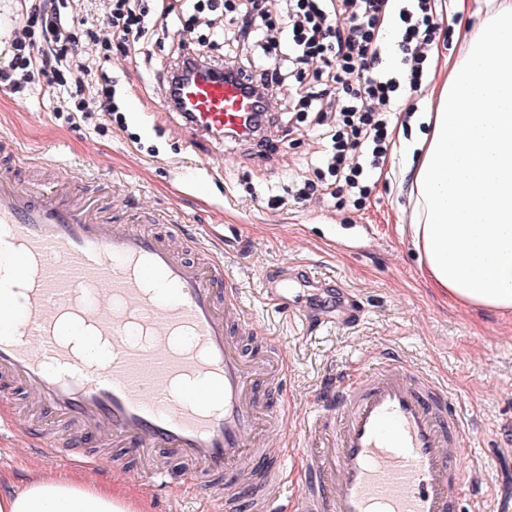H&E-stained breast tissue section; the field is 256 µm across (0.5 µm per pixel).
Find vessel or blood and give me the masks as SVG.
I'll list each match as a JSON object with an SVG mask.
<instances>
[{
  "label": "vessel or blood",
  "instance_id": "b4317fda",
  "mask_svg": "<svg viewBox=\"0 0 512 512\" xmlns=\"http://www.w3.org/2000/svg\"><path fill=\"white\" fill-rule=\"evenodd\" d=\"M245 78L200 68L181 91L191 133L223 143L256 133ZM26 161L0 148V394L22 390L46 414L78 421L129 448L192 463L212 512L238 501L206 487L255 454L253 434L287 430L266 379L270 354L243 353L225 318L241 306L221 263L187 261L175 239L116 224L84 197L79 179L53 195L22 178ZM109 339L102 361L82 356L61 327ZM310 473L296 512H460L474 493L462 466L470 436L454 397L430 374L389 358L321 387L304 431ZM60 453L59 430L33 433Z\"/></svg>",
  "mask_w": 512,
  "mask_h": 512
}]
</instances>
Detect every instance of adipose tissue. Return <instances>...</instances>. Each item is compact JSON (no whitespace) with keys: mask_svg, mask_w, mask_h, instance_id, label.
I'll list each match as a JSON object with an SVG mask.
<instances>
[{"mask_svg":"<svg viewBox=\"0 0 512 512\" xmlns=\"http://www.w3.org/2000/svg\"><path fill=\"white\" fill-rule=\"evenodd\" d=\"M463 54L402 139L423 272L454 305L512 315V0L464 32ZM0 512H132L126 494L64 472L0 496Z\"/></svg>","mask_w":512,"mask_h":512,"instance_id":"ef3b65f1","label":"adipose tissue"}]
</instances>
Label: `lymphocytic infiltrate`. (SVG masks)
Returning <instances> with one entry per match:
<instances>
[{
	"label": "lymphocytic infiltrate",
	"instance_id": "f902f5d3",
	"mask_svg": "<svg viewBox=\"0 0 512 512\" xmlns=\"http://www.w3.org/2000/svg\"><path fill=\"white\" fill-rule=\"evenodd\" d=\"M393 30H386V17ZM40 40L18 30L8 67L0 68V87L13 94L27 89L32 77L53 74L69 111L88 120L118 112L111 81L92 82L90 66L75 61L73 35L87 29L93 45L135 49L148 35L150 20L141 0H108L103 19L90 23L80 12L40 13ZM444 12L436 0H288L284 18L273 17L264 0H238L226 8L223 24L211 25L210 39L189 44L166 75V101L174 103L181 83L198 64L215 63V74L228 79L249 73L248 91L257 101L256 122L271 124L267 101L273 90L294 82L297 115L336 113L335 130L325 131L319 171L334 183L327 199L336 208L359 203L370 192L369 173L383 164L389 149V122L402 91L422 84L428 51L444 33ZM225 42L221 62L210 53L211 39ZM255 48L243 60L239 48Z\"/></svg>",
	"mask_w": 512,
	"mask_h": 512
}]
</instances>
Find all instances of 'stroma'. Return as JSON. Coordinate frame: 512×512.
<instances>
[{
    "label": "stroma",
    "mask_w": 512,
    "mask_h": 512,
    "mask_svg": "<svg viewBox=\"0 0 512 512\" xmlns=\"http://www.w3.org/2000/svg\"><path fill=\"white\" fill-rule=\"evenodd\" d=\"M145 2L156 35L131 54L111 48L101 62L116 83L119 121L70 123L39 75L26 100L0 90V142L37 161V181L79 175L107 194L118 220L134 209L149 228L153 215L165 212L173 223L198 230L202 242L191 245L186 258L221 262L237 284L246 314L238 338L247 353L268 341L277 346L274 369L287 378L279 400L288 418V432L274 442L273 454L255 458L249 480L233 478L240 512H255L256 490L277 455L288 459L289 490L304 482L302 426L321 383L384 357L433 374L458 398L473 436L462 464L481 492L463 503L462 512H512L501 495L503 481L512 480V318L452 306L428 284L404 229L412 209L408 180L373 176L359 207H331L309 164L322 148L310 123L279 120L263 148L192 140L165 106L163 77L178 54L180 31L197 38L206 29L191 18L175 22L178 0ZM488 9L489 0H468L466 12L449 13V34L437 43L441 59L461 55L460 29L476 26ZM211 164L222 165V172L206 176ZM300 180L313 184L314 192L299 203L288 187ZM283 273L287 305L265 302L269 282ZM344 298L352 305L336 325L320 324L327 307ZM38 420L21 390H14L10 404L0 403V471L10 477L0 484V495L35 472L71 471L92 483L122 486L146 512H200L191 486L150 492L141 479L143 459L111 438L81 439L82 451L103 450L116 460L106 476L49 458L33 448L24 428Z\"/></svg>",
    "instance_id": "35a3bbf8"
}]
</instances>
